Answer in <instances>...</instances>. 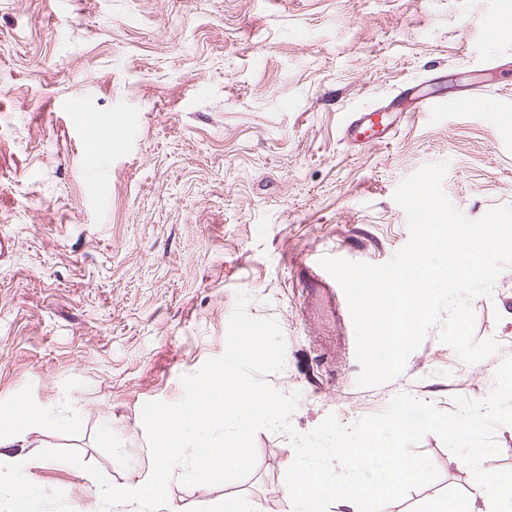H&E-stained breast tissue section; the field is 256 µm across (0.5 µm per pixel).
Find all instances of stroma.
Instances as JSON below:
<instances>
[{"label": "stroma", "instance_id": "35a3bbf8", "mask_svg": "<svg viewBox=\"0 0 512 512\" xmlns=\"http://www.w3.org/2000/svg\"><path fill=\"white\" fill-rule=\"evenodd\" d=\"M512 0H0V437L20 464L0 471V512L16 484L35 512H99L84 471L142 486L151 401L181 399V378L221 356L236 295L278 322L298 393L290 421L349 426L407 393L443 412L485 399L512 355V268L473 299L475 340L499 349L468 364L429 333L402 374L361 387L344 295L309 313L289 253L382 265L410 239L398 184L448 162L443 188L471 219L512 205ZM476 83V107L452 102ZM439 106L401 119L386 144L345 130L406 83ZM96 155L85 167L87 152ZM76 449L75 466L39 459ZM415 452L436 481L383 512H427L474 478L436 434ZM241 480L184 486L170 512H287L295 453L259 430Z\"/></svg>", "mask_w": 512, "mask_h": 512}]
</instances>
